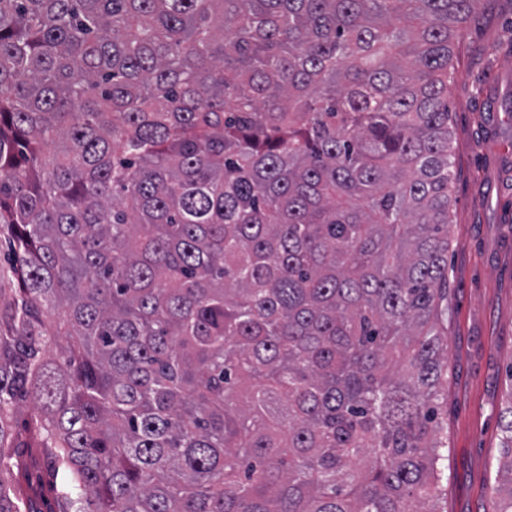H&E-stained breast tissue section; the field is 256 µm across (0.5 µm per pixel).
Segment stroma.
<instances>
[{
	"mask_svg": "<svg viewBox=\"0 0 512 512\" xmlns=\"http://www.w3.org/2000/svg\"><path fill=\"white\" fill-rule=\"evenodd\" d=\"M448 92L456 178L448 233V467L428 512H494L501 409L512 398V0H477ZM59 506L34 448L0 473Z\"/></svg>",
	"mask_w": 512,
	"mask_h": 512,
	"instance_id": "1",
	"label": "stroma"
}]
</instances>
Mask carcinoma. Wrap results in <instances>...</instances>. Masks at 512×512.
<instances>
[{"mask_svg":"<svg viewBox=\"0 0 512 512\" xmlns=\"http://www.w3.org/2000/svg\"><path fill=\"white\" fill-rule=\"evenodd\" d=\"M475 4L0 0V464L62 512L433 498ZM16 455L8 461L3 477L11 483L22 497L35 493L39 498L41 512H59L58 501L39 463L37 448H18ZM20 463L17 468L16 462Z\"/></svg>","mask_w":512,"mask_h":512,"instance_id":"1","label":"carcinoma"}]
</instances>
